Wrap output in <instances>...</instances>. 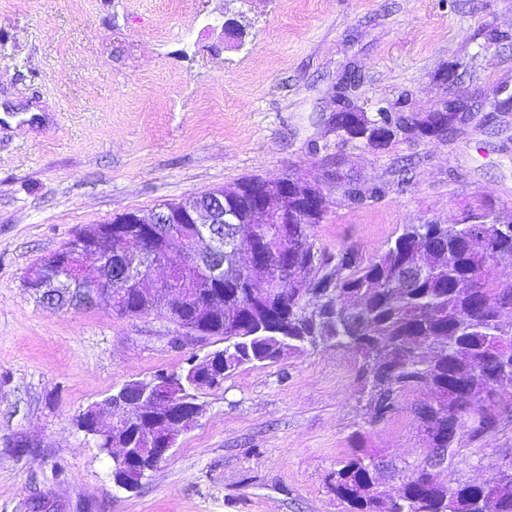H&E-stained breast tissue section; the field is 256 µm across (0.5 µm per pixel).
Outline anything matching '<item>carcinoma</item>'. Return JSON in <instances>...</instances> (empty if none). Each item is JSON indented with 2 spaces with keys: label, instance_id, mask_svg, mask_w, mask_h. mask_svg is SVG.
<instances>
[{
  "label": "carcinoma",
  "instance_id": "carcinoma-1",
  "mask_svg": "<svg viewBox=\"0 0 512 512\" xmlns=\"http://www.w3.org/2000/svg\"><path fill=\"white\" fill-rule=\"evenodd\" d=\"M347 138L359 139L375 123L362 112L353 114ZM257 177L235 183L233 205L241 223L224 225V237L249 240L255 225L250 207L258 190ZM488 215L464 224H408L385 249L367 260L343 247L328 253L317 247L313 222L274 224L270 248L288 245V265L301 275L292 282L274 271L245 272L233 254L224 253V301L208 302L216 292V275L176 267L169 280L130 294L116 310L121 316L161 314L177 331L224 342L236 354V364L224 368L229 377L246 365L270 364L296 352L320 346L344 347L361 361L363 388L372 417L382 420L397 410L408 393L428 391L431 398L413 409V416L432 448H451L463 440L475 442L512 425V403L496 395L497 408L480 403L505 382H512V355L495 360L491 349L504 343L512 351V281L498 276L493 263L512 264V220L491 225L493 257L470 250L472 232ZM201 231L197 224H181L177 236L157 246L136 240L112 241L101 225L82 235L95 238L98 254L125 252L134 273L155 265V249L171 254ZM77 240L40 261L48 278L59 273L55 263L82 258ZM474 279L476 288L458 284ZM264 282L274 293L288 296V309L273 299L245 289ZM162 402H140L127 408L123 425L110 426L88 410L76 418L101 433L114 448H145V418L166 415ZM377 455L365 448L354 451L333 473L336 496L351 512H512V475L493 484L448 486L438 471H420L403 482L396 495L383 499L378 491Z\"/></svg>",
  "mask_w": 512,
  "mask_h": 512
}]
</instances>
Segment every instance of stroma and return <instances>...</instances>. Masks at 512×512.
<instances>
[{"label": "stroma", "instance_id": "35a3bbf8", "mask_svg": "<svg viewBox=\"0 0 512 512\" xmlns=\"http://www.w3.org/2000/svg\"><path fill=\"white\" fill-rule=\"evenodd\" d=\"M245 27L226 40L223 25ZM349 70L368 118L452 94L473 109L452 137L375 148L337 133ZM512 0H0V512H347L331 474L358 446L390 468L427 444L404 396L372 422L360 362L317 348L245 366L200 396L206 412L141 487L74 420L123 384L186 366L159 313L53 309L27 271L92 224L149 213L237 180L298 175L326 194L329 251L376 255L405 225L512 212ZM384 187L354 202L346 183ZM512 464V427L463 443L443 474L487 483Z\"/></svg>", "mask_w": 512, "mask_h": 512}]
</instances>
